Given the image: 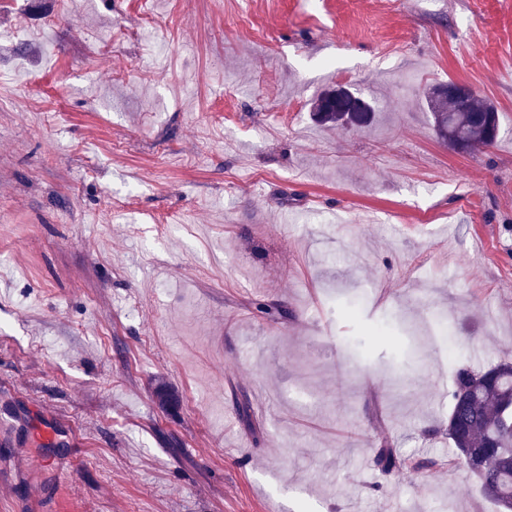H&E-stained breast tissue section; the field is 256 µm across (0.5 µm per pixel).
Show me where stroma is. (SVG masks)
Returning a JSON list of instances; mask_svg holds the SVG:
<instances>
[{"label": "stroma", "mask_w": 512, "mask_h": 512, "mask_svg": "<svg viewBox=\"0 0 512 512\" xmlns=\"http://www.w3.org/2000/svg\"><path fill=\"white\" fill-rule=\"evenodd\" d=\"M448 82L491 146L438 139ZM339 83L367 125L315 121ZM503 358L512 0H0V512H497L375 450L448 458ZM445 97L433 103L429 98L428 107L433 114L434 129L438 137L457 152H471L494 143L498 134V112L496 107L474 93L469 86L448 89ZM376 464L385 473L402 472L404 470L419 471L439 465L437 460L416 462L402 458L394 448H378L376 451Z\"/></svg>", "instance_id": "1"}]
</instances>
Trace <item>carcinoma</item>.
<instances>
[{
	"label": "carcinoma",
	"mask_w": 512,
	"mask_h": 512,
	"mask_svg": "<svg viewBox=\"0 0 512 512\" xmlns=\"http://www.w3.org/2000/svg\"><path fill=\"white\" fill-rule=\"evenodd\" d=\"M434 129L448 148L471 152L494 143L498 134L496 107L478 97L445 95L428 101ZM318 122L329 127L362 126L371 118L367 102L351 92L336 97L330 91L313 103ZM448 464L466 462L481 490L498 507L512 512V361L501 360L483 370L461 367L448 390ZM376 464L385 473L419 471L439 465L436 460L412 462L393 448H379Z\"/></svg>",
	"instance_id": "1"
}]
</instances>
